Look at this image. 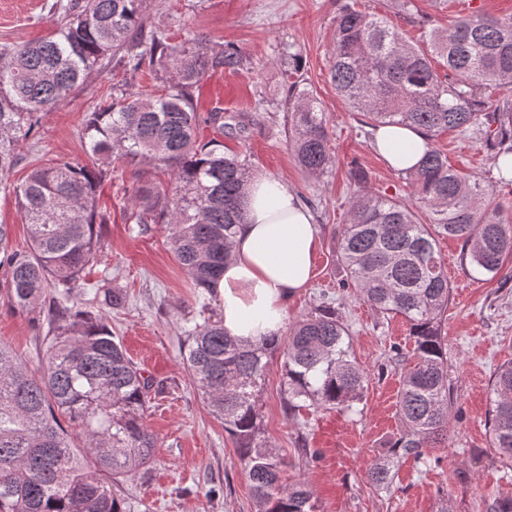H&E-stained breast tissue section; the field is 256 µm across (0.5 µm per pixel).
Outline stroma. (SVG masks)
Instances as JSON below:
<instances>
[{
    "mask_svg": "<svg viewBox=\"0 0 512 512\" xmlns=\"http://www.w3.org/2000/svg\"><path fill=\"white\" fill-rule=\"evenodd\" d=\"M55 0H0V50L41 39L60 18ZM344 0H146L150 25L165 29L172 43L206 38L211 47L232 45L247 63L238 71H220L201 84L195 104L205 122L198 140L217 141L246 154L252 170L284 177L310 210L321 230L315 278L288 302L285 322L318 305L333 304L352 333L357 360L369 374L360 412L342 414L314 409L289 416L283 410L282 372L272 362L260 398L268 445L289 463L287 478H306L315 512H487L492 499L512 496V469L490 443L486 425L491 384L502 364L512 361V281L472 279L462 262L460 240L439 241L448 271L451 298L440 317L448 345V375L460 410L439 463L423 465L406 458L392 473L389 489L375 488L368 469L375 454L402 428L397 400L401 370L391 361L393 347L413 350L406 321L380 313L339 288L344 276L335 236L348 221L358 187L387 197L411 198V187L371 144L365 117L338 96L330 79L336 14ZM356 9L386 16L407 38L427 47L432 30L443 29L475 12L512 14V0H353ZM296 56L299 71L326 114L333 163L312 176L295 160L288 138L284 55ZM129 83L158 94L165 79L149 69L113 72L111 61L75 87L53 110L41 114L31 136L21 143L13 170L0 181V224L8 225L11 244H28V229L12 194L36 164L55 159L87 162L82 123L86 112L108 94L112 85ZM273 112L275 120L241 139L208 122L217 112L229 117ZM455 168L493 184L499 199L512 202V185L500 183L493 151L483 139L444 133L434 141ZM112 178L99 197L110 216L98 228L101 248L87 276L86 299L104 276L127 295L124 307L106 313V323L128 356L153 381L146 412L158 439L157 457L143 473L123 481L119 494L131 512H253V498L236 449L223 423L215 418L183 362L189 318L206 314L220 320L215 295H198L189 274L175 260L161 225L140 232L129 223L134 187L148 183L172 190L171 170L143 161L102 160ZM365 172L364 185L354 175ZM44 330L28 316L12 312L0 289V342L9 345L29 371L41 368ZM317 451L316 461L302 460L303 449Z\"/></svg>",
    "mask_w": 512,
    "mask_h": 512,
    "instance_id": "35a3bbf8",
    "label": "stroma"
}]
</instances>
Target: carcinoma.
I'll use <instances>...</instances> for the list:
<instances>
[{
  "label": "carcinoma",
  "instance_id": "cac0c4a2",
  "mask_svg": "<svg viewBox=\"0 0 512 512\" xmlns=\"http://www.w3.org/2000/svg\"><path fill=\"white\" fill-rule=\"evenodd\" d=\"M145 0H69L46 39L0 54V179L18 161V147L37 116L50 112L103 61L114 71L147 66L170 73L160 95L116 84L85 114L87 163L56 160L33 167L14 188L29 229L25 250L9 244L0 224V269L11 310L29 313L48 288L49 309L40 375L0 343V512H129L114 485L154 462L157 437L145 411L151 381L114 340L91 304H78L85 274L97 259L95 225L109 221L96 195L108 170L97 160H152L172 169L170 191L140 188L128 220L146 233L160 224L198 294L213 291L244 218L249 171L244 154L197 143L202 122L194 90L205 76L235 71L240 50L217 51L203 37L173 44L147 25ZM443 60L438 72L433 59ZM330 76L336 91L372 129L417 128L427 139L419 163L403 171L415 199L360 193L337 232L341 288L383 314L400 315L414 340L398 395L402 422L389 450L372 459L371 483L388 487L392 469L412 456L438 461L448 447L455 401L448 350L438 316L450 286L437 240L465 246L469 275L496 277L512 256V219L483 180L448 164L432 146L443 132L478 135L496 157H512V15L463 17L431 32L424 50L388 18L350 5L336 16ZM291 141L300 167L312 176L332 164L327 122L312 90L288 85ZM264 123L257 113L230 116L225 127L245 133ZM428 209L421 223L417 204ZM99 304L110 309L124 293L105 281ZM282 359L286 412L306 407L355 413L367 372L352 354V337L336 311L320 306L289 326L284 340L242 341L206 318L187 330L186 368L224 423L252 490L254 512H313L305 479L284 481L288 464L265 443L259 394L274 354ZM491 445L512 462V363L493 379Z\"/></svg>",
  "mask_w": 512,
  "mask_h": 512
}]
</instances>
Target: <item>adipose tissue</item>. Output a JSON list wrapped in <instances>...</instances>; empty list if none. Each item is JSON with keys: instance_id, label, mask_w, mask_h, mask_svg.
<instances>
[{"instance_id": "adipose-tissue-1", "label": "adipose tissue", "mask_w": 512, "mask_h": 512, "mask_svg": "<svg viewBox=\"0 0 512 512\" xmlns=\"http://www.w3.org/2000/svg\"><path fill=\"white\" fill-rule=\"evenodd\" d=\"M374 140L376 151L398 170L414 166L426 150L424 136L409 127H380ZM319 246L318 225L287 183L250 173L245 221L216 284L225 332L251 341L277 333L289 299L314 276Z\"/></svg>"}]
</instances>
